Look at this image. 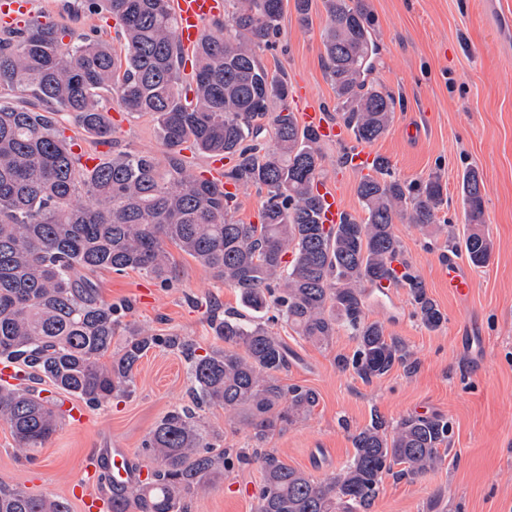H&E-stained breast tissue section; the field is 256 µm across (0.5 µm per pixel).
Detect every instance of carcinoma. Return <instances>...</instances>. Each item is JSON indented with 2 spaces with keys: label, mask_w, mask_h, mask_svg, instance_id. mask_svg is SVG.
Here are the masks:
<instances>
[{
  "label": "carcinoma",
  "mask_w": 512,
  "mask_h": 512,
  "mask_svg": "<svg viewBox=\"0 0 512 512\" xmlns=\"http://www.w3.org/2000/svg\"><path fill=\"white\" fill-rule=\"evenodd\" d=\"M229 6L216 22L221 34L194 49L187 78L170 0H82L72 21L108 11L119 24L122 56L111 43L53 21L34 19L0 34V361L21 364L28 377L98 407L130 392L152 348H178L196 405L221 406L247 430V447L219 448L193 410L168 411L145 440L157 461L150 480L111 487L112 512H187L188 500L237 462L260 468L257 512H367L386 476L414 480L442 462L448 420L409 415L389 428L377 417L353 435V455L341 472L314 480L264 448L276 431L308 416L318 395L279 384L288 346L262 318L272 308L275 319L319 344L346 329L357 346L338 357V366L367 382L404 363L405 346L382 323L366 320V288L390 281L408 289L421 323L440 326L444 314L401 258L394 224L400 216L438 223L447 189L437 177L402 182L378 157L374 174L356 187L364 216L322 224L319 139L288 109L287 77L270 74L259 60L280 34L284 0ZM323 7L321 43L336 111L356 141L372 143L388 130L396 98L367 81L374 44L364 0H323ZM112 96L152 119L168 150L165 165L127 151L92 170L81 165L62 121L109 143L112 125L101 101ZM266 135L269 147L261 143ZM188 147L233 161L227 181L266 190L261 223L229 215L233 196L190 169ZM485 191L479 171L467 170L463 248L475 267L493 252L481 229ZM169 243L238 290L244 313L212 322L224 348L202 355L177 335L120 327L121 308L105 302L90 278L101 269L138 270L167 284L174 278ZM0 421L32 454L60 416L36 390L0 380ZM396 465L403 469L394 472ZM0 512L70 507L0 482Z\"/></svg>",
  "instance_id": "carcinoma-1"
}]
</instances>
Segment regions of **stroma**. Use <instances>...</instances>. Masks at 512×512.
<instances>
[{
	"label": "stroma",
	"instance_id": "35a3bbf8",
	"mask_svg": "<svg viewBox=\"0 0 512 512\" xmlns=\"http://www.w3.org/2000/svg\"><path fill=\"white\" fill-rule=\"evenodd\" d=\"M378 45L371 81L402 99L389 130L372 143L406 182L440 177L448 203L438 226L398 219L394 225L404 259L420 275L445 316L435 330L414 314L403 288L390 295L370 291L368 320L384 324L410 354L409 363L364 382L340 369L356 341L338 330L316 344L284 324L273 331L291 355L281 385L316 391L311 414L275 432L266 443L288 466L324 480L353 454L352 436L380 416L387 425L415 415L439 414L452 427L442 465L409 480L386 477L369 512H512V0H365ZM311 26H302L286 4L275 49L261 52L262 65L288 79V107L305 101L336 111V93L322 60V0H313ZM112 142L94 144L67 127L83 150L100 156L133 151L165 160L167 149L149 116L127 114L108 99ZM415 137H408V127ZM323 179L341 186L347 210L361 214L355 188L360 173L343 166L345 145L321 143ZM482 175L485 229L493 243L490 262L470 267L468 296L449 293L442 266L451 242L461 241L467 219L461 201L463 173ZM176 275L169 287L145 273H93L101 297L127 305L124 320L156 333L181 336L198 353L221 348L210 328L213 309H240L235 288L221 284L194 259L174 252ZM192 400L187 364L178 351L160 346L141 359L130 394L105 407H87L83 426L61 423L31 457L17 450L0 423V481L28 492L66 497V489L99 448L125 449L132 466L148 461L144 441L169 410ZM262 488L257 464H242L190 500V512H256Z\"/></svg>",
	"mask_w": 512,
	"mask_h": 512
}]
</instances>
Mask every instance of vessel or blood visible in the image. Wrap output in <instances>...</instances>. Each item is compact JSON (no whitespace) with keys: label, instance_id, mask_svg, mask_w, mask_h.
I'll return each mask as SVG.
<instances>
[{"label":"vessel or blood","instance_id":"obj_1","mask_svg":"<svg viewBox=\"0 0 512 512\" xmlns=\"http://www.w3.org/2000/svg\"><path fill=\"white\" fill-rule=\"evenodd\" d=\"M32 0H0V22L9 24L23 17H32ZM177 18L176 36L187 49L195 47L205 33V24L219 17L224 10L223 0H173ZM303 126L314 131L324 140L344 142L348 139L344 127L331 122L315 105L305 106L301 114ZM321 205V221L325 224L340 223L346 212L345 195L341 188L322 185L318 191ZM448 289L458 296H466L473 286L467 268L458 260H450L444 267ZM107 468L114 485L120 486L132 479L133 472L124 449L112 448L93 453L83 470L81 478L71 491L78 500L81 512H112V499L99 490L100 468Z\"/></svg>","mask_w":512,"mask_h":512}]
</instances>
